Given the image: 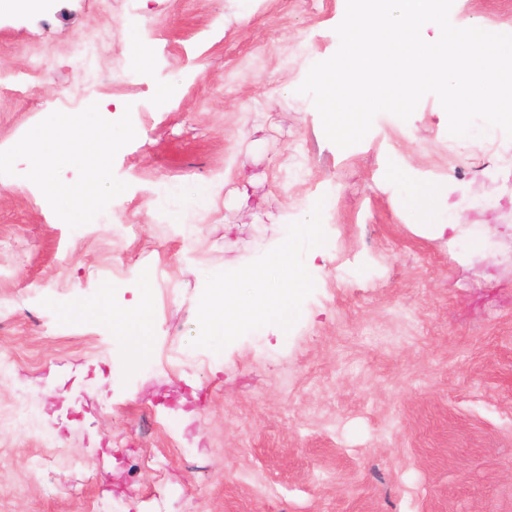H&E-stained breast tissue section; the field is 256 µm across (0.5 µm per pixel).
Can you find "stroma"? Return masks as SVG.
Masks as SVG:
<instances>
[{"label":"stroma","mask_w":512,"mask_h":512,"mask_svg":"<svg viewBox=\"0 0 512 512\" xmlns=\"http://www.w3.org/2000/svg\"><path fill=\"white\" fill-rule=\"evenodd\" d=\"M346 0H44L0 11V512H512V139L425 96L341 149L311 97ZM453 24L512 34V0ZM148 57L131 72L128 27ZM170 86L174 95L160 101ZM140 135L67 223L26 149L70 101ZM438 185L423 209L406 184ZM328 258L291 330L194 346L207 275L319 198ZM465 201L467 222L433 226ZM152 289L140 366L75 299Z\"/></svg>","instance_id":"obj_1"}]
</instances>
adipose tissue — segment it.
<instances>
[{"mask_svg":"<svg viewBox=\"0 0 512 512\" xmlns=\"http://www.w3.org/2000/svg\"><path fill=\"white\" fill-rule=\"evenodd\" d=\"M79 119L82 123L95 127L102 134L97 145L100 162L96 168H87L83 143L63 131L60 114L53 112L46 114L42 124L28 140V148L31 152L43 154L57 161L70 162L73 168L85 171L90 187L81 194L76 193V185L70 180L52 175L45 169L40 172L51 201L64 211L69 223L72 224L88 223L96 208L103 205V197L95 195L92 186L96 183H106L108 179L106 161L109 155L137 135L133 127L113 125L99 112L80 114ZM150 293V286L142 285L134 300L120 308L112 305L111 289H102L97 299L98 307L112 314L114 336L128 341L137 358L142 362L147 360L150 351L147 336Z\"/></svg>","mask_w":512,"mask_h":512,"instance_id":"ef3b65f1","label":"adipose tissue"}]
</instances>
